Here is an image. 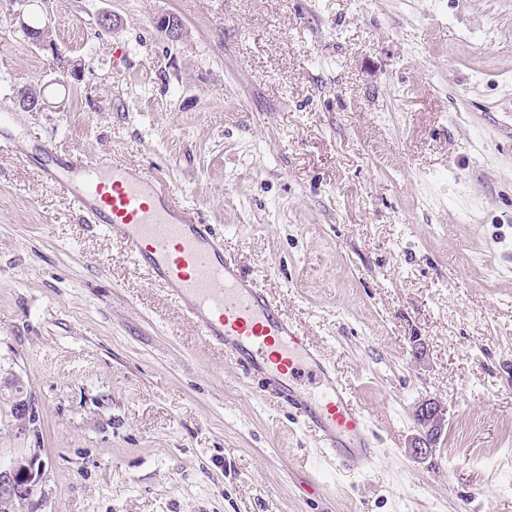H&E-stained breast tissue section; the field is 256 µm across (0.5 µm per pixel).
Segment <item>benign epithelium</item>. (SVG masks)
Instances as JSON below:
<instances>
[{"label": "benign epithelium", "instance_id": "benign-epithelium-1", "mask_svg": "<svg viewBox=\"0 0 512 512\" xmlns=\"http://www.w3.org/2000/svg\"><path fill=\"white\" fill-rule=\"evenodd\" d=\"M11 414L16 420L17 439L23 447L10 457H0V509L10 512L21 504L28 512L46 502L48 492L40 443V416L35 395L25 388L14 396ZM417 434L411 439L409 452L426 459L436 451V444L448 425L447 408L435 399L421 401L415 410Z\"/></svg>", "mask_w": 512, "mask_h": 512}]
</instances>
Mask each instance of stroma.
Returning a JSON list of instances; mask_svg holds the SVG:
<instances>
[{
    "label": "stroma",
    "instance_id": "1",
    "mask_svg": "<svg viewBox=\"0 0 512 512\" xmlns=\"http://www.w3.org/2000/svg\"><path fill=\"white\" fill-rule=\"evenodd\" d=\"M0 43V378L38 400L40 512H512V0H0ZM36 137L166 179L350 387L376 470L205 346ZM415 416L418 428L411 439L409 452L418 459H427L436 451V444L448 425L447 408L429 398L417 405Z\"/></svg>",
    "mask_w": 512,
    "mask_h": 512
}]
</instances>
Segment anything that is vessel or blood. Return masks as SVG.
<instances>
[{
  "label": "vessel or blood",
  "instance_id": "1",
  "mask_svg": "<svg viewBox=\"0 0 512 512\" xmlns=\"http://www.w3.org/2000/svg\"><path fill=\"white\" fill-rule=\"evenodd\" d=\"M28 152L47 184L67 193L87 221L164 286L208 346L221 351L264 400L292 412L334 469L373 468L375 436L350 388L166 182L138 165L58 153L38 138Z\"/></svg>",
  "mask_w": 512,
  "mask_h": 512
}]
</instances>
